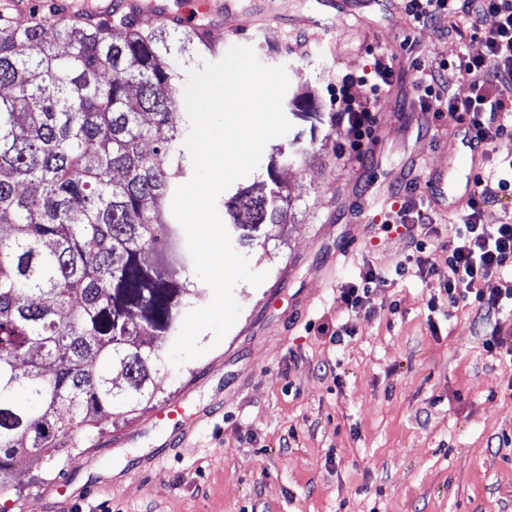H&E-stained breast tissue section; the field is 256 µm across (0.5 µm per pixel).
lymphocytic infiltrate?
I'll return each mask as SVG.
<instances>
[{
    "label": "lymphocytic infiltrate",
    "mask_w": 512,
    "mask_h": 512,
    "mask_svg": "<svg viewBox=\"0 0 512 512\" xmlns=\"http://www.w3.org/2000/svg\"><path fill=\"white\" fill-rule=\"evenodd\" d=\"M409 20L438 23L442 16L455 15L471 21L474 34L458 60L459 73L471 82V96H450L447 73L419 77L421 102L434 101L450 118L468 123L478 140L493 143L512 132V114L503 109L502 95L512 90V0H406ZM392 72L384 57H375L369 75L347 73L336 79V111L333 121L351 149L362 157L365 143L377 124L373 104L390 86ZM481 191L464 222L448 245V280L443 289L451 302L475 293L478 281L490 272L512 268V224L487 229L481 222L485 203L512 192V159L503 160L478 175Z\"/></svg>",
    "instance_id": "obj_1"
}]
</instances>
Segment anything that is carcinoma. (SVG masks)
Here are the masks:
<instances>
[{"mask_svg": "<svg viewBox=\"0 0 512 512\" xmlns=\"http://www.w3.org/2000/svg\"><path fill=\"white\" fill-rule=\"evenodd\" d=\"M206 25L0 26V489L151 400L199 295L190 253L166 257L183 228L165 205L192 164L176 60L216 54ZM300 154L273 146L259 190L224 203L240 239L285 223L295 201L277 168Z\"/></svg>", "mask_w": 512, "mask_h": 512, "instance_id": "obj_1", "label": "carcinoma"}]
</instances>
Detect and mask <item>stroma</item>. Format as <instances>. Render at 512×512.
Instances as JSON below:
<instances>
[{
  "mask_svg": "<svg viewBox=\"0 0 512 512\" xmlns=\"http://www.w3.org/2000/svg\"><path fill=\"white\" fill-rule=\"evenodd\" d=\"M248 2L272 19L248 29L247 46L285 67L286 98L306 93L316 107L287 112L291 129L279 138L308 152L279 170L291 214L265 245L231 240L265 279L235 286L239 317L222 340L199 335L204 355L178 366L161 357L152 401L81 437L70 463L19 471L0 507L56 512L54 487L70 477L82 494L69 512H512V360L485 346L492 335L512 344V310L449 301L456 225L421 195L390 231L363 207L372 184L414 155L422 173H467L452 121L423 107L415 79L454 65L469 25L454 19L448 34L374 0L341 9L334 0ZM380 54L395 82L375 102L364 160L342 162L336 76L367 73ZM368 267L386 281L349 313L339 290ZM340 325L351 334L338 344ZM184 398L224 411L168 457L132 470L168 429L153 411Z\"/></svg>",
  "mask_w": 512,
  "mask_h": 512,
  "instance_id": "1",
  "label": "stroma"
}]
</instances>
